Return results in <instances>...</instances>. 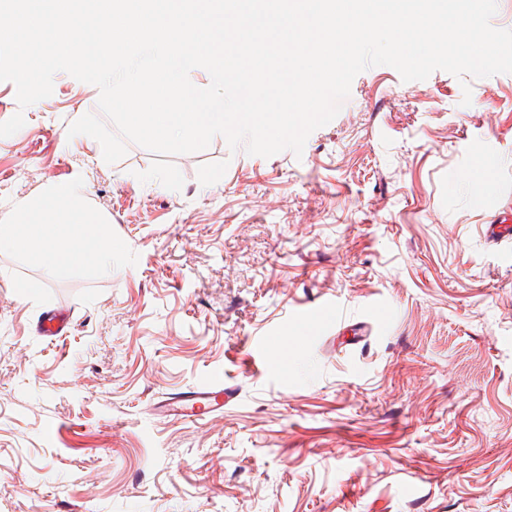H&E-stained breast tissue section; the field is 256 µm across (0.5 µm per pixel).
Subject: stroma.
Returning a JSON list of instances; mask_svg holds the SVG:
<instances>
[{"label":"stroma","instance_id":"obj_1","mask_svg":"<svg viewBox=\"0 0 512 512\" xmlns=\"http://www.w3.org/2000/svg\"><path fill=\"white\" fill-rule=\"evenodd\" d=\"M99 90L0 82V219L65 182L121 244L56 276L0 252V512H512V73L353 80L302 154L68 136ZM374 333L325 357L337 310ZM72 326L50 342L44 313ZM223 414H158L215 375Z\"/></svg>","mask_w":512,"mask_h":512}]
</instances>
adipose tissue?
I'll use <instances>...</instances> for the list:
<instances>
[{"label": "adipose tissue", "instance_id": "obj_1", "mask_svg": "<svg viewBox=\"0 0 512 512\" xmlns=\"http://www.w3.org/2000/svg\"><path fill=\"white\" fill-rule=\"evenodd\" d=\"M0 250L19 253L46 274L93 267L108 273L117 246L81 184L52 186L16 205L0 220Z\"/></svg>", "mask_w": 512, "mask_h": 512}]
</instances>
